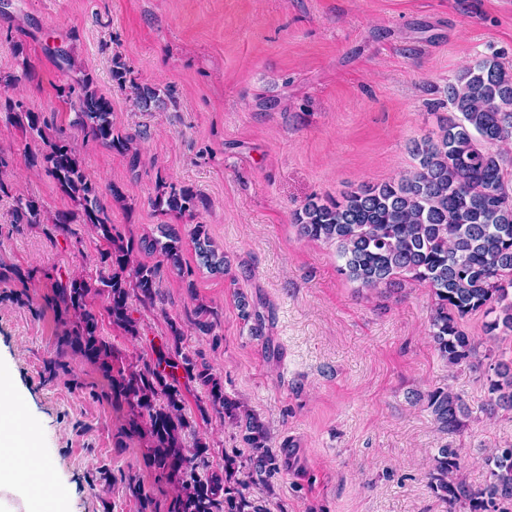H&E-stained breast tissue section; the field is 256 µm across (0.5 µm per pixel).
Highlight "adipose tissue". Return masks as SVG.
I'll use <instances>...</instances> for the list:
<instances>
[{"mask_svg": "<svg viewBox=\"0 0 512 512\" xmlns=\"http://www.w3.org/2000/svg\"><path fill=\"white\" fill-rule=\"evenodd\" d=\"M15 397L12 381L0 375V490L20 481L26 485L20 507L0 512H67L72 489L41 461L32 434L18 416Z\"/></svg>", "mask_w": 512, "mask_h": 512, "instance_id": "1", "label": "adipose tissue"}]
</instances>
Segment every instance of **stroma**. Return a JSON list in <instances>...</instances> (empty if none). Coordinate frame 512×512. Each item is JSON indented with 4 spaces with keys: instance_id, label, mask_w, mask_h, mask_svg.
Returning a JSON list of instances; mask_svg holds the SVG:
<instances>
[{
    "instance_id": "obj_1",
    "label": "stroma",
    "mask_w": 512,
    "mask_h": 512,
    "mask_svg": "<svg viewBox=\"0 0 512 512\" xmlns=\"http://www.w3.org/2000/svg\"><path fill=\"white\" fill-rule=\"evenodd\" d=\"M14 41L24 58L12 54ZM116 54L131 85L111 79ZM487 57L512 64V0H0V77L20 76L18 92L46 118L49 136L69 141L97 182L118 189L101 202L123 236L170 224L182 237L195 293L162 272L159 298L132 302L136 339L94 303L103 335L149 361L169 320L183 325V352L207 362L225 395L268 426L272 452L295 450L261 480L238 427L216 417L197 383L181 380L187 444L207 443L211 470L233 462L266 512H466L449 510L429 487L438 449H457L467 482L483 487L488 451L512 447V408L486 409L490 368L512 361V334L485 337L484 316H469L462 326L479 339L478 354L448 364L429 336L427 285L361 288L339 273L335 244L301 238L292 221L308 197L335 198L412 170V141L436 135L452 113L449 83ZM80 69L111 99L115 129L138 134L137 171L73 126L59 88ZM144 84L169 88L172 102L141 111L134 88ZM29 145L1 111L9 193L0 196V266L19 274L0 279V363L13 374L17 409L56 478L72 485L69 512H140L128 478L154 512H168L172 487L146 463L145 443L123 434L126 410L97 367L68 353L67 373L43 378L63 326L44 305L51 281L23 273L96 277L103 244L83 224L69 248L52 245L41 226L15 223L16 195L51 212L74 207L44 170L27 166ZM160 179L193 186L207 207L154 211ZM195 224L223 250L226 274L201 264ZM242 296L263 317L261 335L240 317ZM199 297L218 313L214 336L192 326ZM437 388L469 410L458 432H442L427 407Z\"/></svg>"
}]
</instances>
